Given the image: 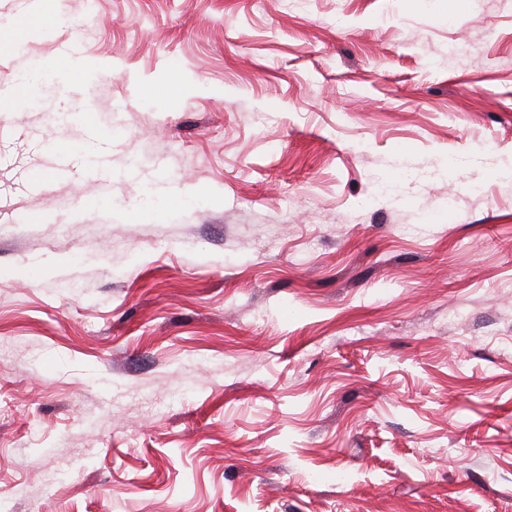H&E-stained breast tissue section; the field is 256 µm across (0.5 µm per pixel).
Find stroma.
<instances>
[{"label":"stroma","instance_id":"obj_1","mask_svg":"<svg viewBox=\"0 0 512 512\" xmlns=\"http://www.w3.org/2000/svg\"><path fill=\"white\" fill-rule=\"evenodd\" d=\"M0 512H512V0H0Z\"/></svg>","mask_w":512,"mask_h":512}]
</instances>
